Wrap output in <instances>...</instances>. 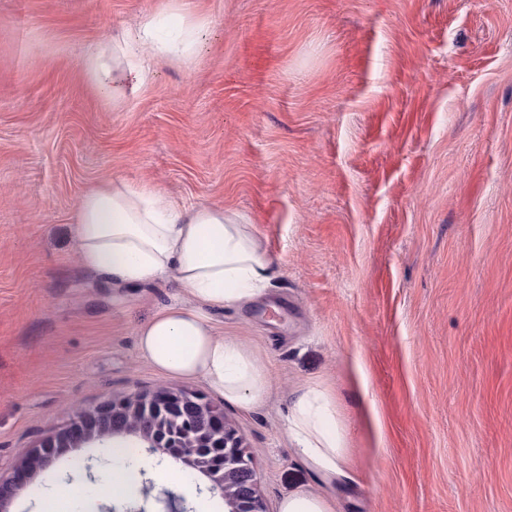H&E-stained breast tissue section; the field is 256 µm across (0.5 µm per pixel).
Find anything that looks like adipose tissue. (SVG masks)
I'll use <instances>...</instances> for the list:
<instances>
[{"mask_svg": "<svg viewBox=\"0 0 512 512\" xmlns=\"http://www.w3.org/2000/svg\"><path fill=\"white\" fill-rule=\"evenodd\" d=\"M210 18L163 0L140 16L135 32L100 43L85 58L98 89L120 99L126 86L143 87L159 64L188 65ZM80 264L123 283L174 275L187 299L166 307L138 329L140 355L164 373L200 378L225 399L249 407L265 398L261 360L242 342L224 338L209 312L265 295L272 269L254 235L220 207L182 210L147 183L123 178L87 190L73 214ZM288 433L320 471L346 462L336 409L317 388L303 390L288 415Z\"/></svg>", "mask_w": 512, "mask_h": 512, "instance_id": "ef3b65f1", "label": "adipose tissue"}]
</instances>
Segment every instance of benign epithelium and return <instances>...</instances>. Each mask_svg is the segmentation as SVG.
Instances as JSON below:
<instances>
[{"label": "benign epithelium", "mask_w": 512, "mask_h": 512, "mask_svg": "<svg viewBox=\"0 0 512 512\" xmlns=\"http://www.w3.org/2000/svg\"><path fill=\"white\" fill-rule=\"evenodd\" d=\"M71 437V449L95 448L121 438L131 448L175 456L196 469L209 489L224 498V512H265L257 476L243 435L224 417V410L204 395L187 389L116 393L76 412L64 427L49 435ZM55 456L37 450L13 475L0 480V512L46 472ZM167 512H190L182 494L165 492Z\"/></svg>", "instance_id": "benign-epithelium-1"}]
</instances>
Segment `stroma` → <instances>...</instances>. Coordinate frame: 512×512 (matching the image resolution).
Returning a JSON list of instances; mask_svg holds the SVG:
<instances>
[{"label": "stroma", "instance_id": "1", "mask_svg": "<svg viewBox=\"0 0 512 512\" xmlns=\"http://www.w3.org/2000/svg\"><path fill=\"white\" fill-rule=\"evenodd\" d=\"M159 0H0V479L112 393L189 389L245 437L266 512H512V0H182L190 66L119 101L82 65ZM112 178L221 206L261 242L267 294L211 310L267 369L244 409L144 360L175 276L76 260L73 211ZM348 464L287 430L307 386ZM280 512H331L327 500L314 492H299L281 503Z\"/></svg>", "mask_w": 512, "mask_h": 512}]
</instances>
